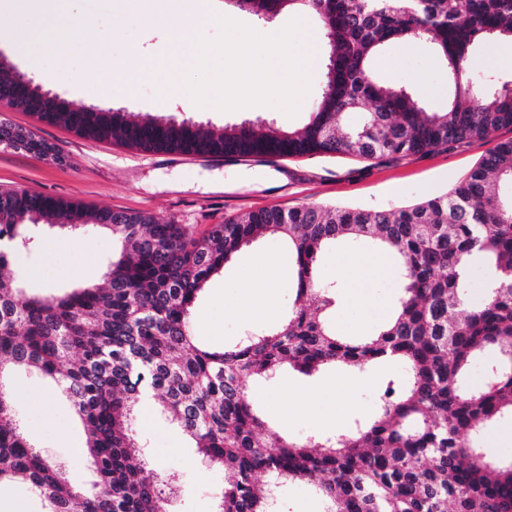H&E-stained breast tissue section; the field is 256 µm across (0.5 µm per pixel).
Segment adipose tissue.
I'll return each instance as SVG.
<instances>
[{
  "label": "adipose tissue",
  "mask_w": 512,
  "mask_h": 512,
  "mask_svg": "<svg viewBox=\"0 0 512 512\" xmlns=\"http://www.w3.org/2000/svg\"><path fill=\"white\" fill-rule=\"evenodd\" d=\"M80 0H0V43L15 47L36 42L49 48L58 61H65L67 46L62 35L67 31H85L83 43L87 60L86 75L78 76V84H91L94 95L102 101L112 95V85L120 71L108 55V42L96 32L97 22L79 5Z\"/></svg>",
  "instance_id": "obj_1"
}]
</instances>
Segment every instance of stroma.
<instances>
[{
	"label": "stroma",
	"mask_w": 512,
	"mask_h": 512,
	"mask_svg": "<svg viewBox=\"0 0 512 512\" xmlns=\"http://www.w3.org/2000/svg\"><path fill=\"white\" fill-rule=\"evenodd\" d=\"M87 12L97 18L100 30L110 37L112 59L122 75L112 86L110 107L132 116L153 115L190 118L202 126H223L244 120H264L285 129L302 128L308 121L311 99L322 90L325 58L311 64L309 102L295 117L271 107H250L233 112H211L183 101L182 95L158 98L151 76L136 56L152 59L175 55L188 62L189 46H177L165 32L156 30L142 17L120 14L114 0H82ZM71 51L66 64L40 47L26 54L0 45L15 72L27 75L43 90L70 104L83 107L95 100L77 92L73 79L84 68L81 45L85 33L66 35ZM475 73L483 78L512 75V45L495 39L478 47ZM377 80L407 87L413 101L429 110L448 107L453 86L447 68L431 51L404 44L389 45L377 58ZM8 120L18 128L36 130L61 150L63 161H55L22 150L0 148V190H22L32 194L76 200L86 208H109L143 213L160 222L180 224L197 234L225 218L280 207L291 209L308 204L357 206L389 210L410 206L451 190L465 179L497 144L512 140V127H501L486 137L424 154L399 158L363 160L347 154L271 158L200 157L181 154H145L113 141L76 135L61 125L39 122L28 112H11ZM38 244L15 260L8 274L26 280L33 288L56 292L103 280L115 253L112 235L87 225L71 232L37 229ZM264 252L278 266L271 284L279 318H286L295 300L291 277V255L275 236L245 248L206 286L194 311V331L207 346L220 348L265 329L269 321L261 314L240 307L244 280L254 278L251 263ZM393 258L378 254L369 242H337L319 260V279L345 308L323 311L337 334L353 340L374 336L384 322L383 312L393 309L400 295V279L392 273ZM293 387L289 403L317 389L325 400L318 412L300 413L281 433L289 439L328 437L357 420L374 416L378 400L387 386H403L407 371L395 361L358 370L336 366L311 376L290 372ZM14 386L16 419L26 437L42 453L60 464L86 491H93L96 473L80 449L85 435L71 405L49 393V385L34 373H19ZM141 453L151 470L178 472L182 487L169 506L170 512H215L217 495L224 487V470L203 464L186 437L153 405L145 404L135 419ZM274 512H325L326 503L311 485L299 480L274 484Z\"/></svg>",
	"instance_id": "35a3bbf8"
}]
</instances>
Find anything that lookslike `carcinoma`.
<instances>
[{"label": "carcinoma", "mask_w": 512, "mask_h": 512, "mask_svg": "<svg viewBox=\"0 0 512 512\" xmlns=\"http://www.w3.org/2000/svg\"><path fill=\"white\" fill-rule=\"evenodd\" d=\"M317 17L326 38L321 95L300 131L264 121L203 130L186 120L130 118L110 108L59 105L37 119L79 136H102L144 153L403 157L482 138L512 126V80L473 77L486 38L512 42V0H237L260 20L284 9ZM433 50L453 81L445 112L417 106L404 87L371 76L392 42ZM0 68V96L23 90ZM367 109L362 121L343 124ZM0 147L62 158L47 142L0 122ZM512 141L499 144L451 191L412 207L367 211L319 204L271 207L188 235L181 224L75 201L0 190V488L24 479L44 512H168L176 472L147 474L133 427L145 395L191 440L201 461L224 468L218 512H268L259 476L316 485L326 512H512V461L494 458L489 426L512 418ZM95 224L118 252L105 285L42 295L4 270L36 244L30 226ZM266 235L294 255L297 299L288 318L215 350L193 334L194 307L208 281L244 247ZM398 260L401 295L380 332L356 342L336 335L319 311L332 304L316 276L321 253L364 239ZM481 257L498 275L481 302L467 274ZM503 355L491 378L466 390L476 358ZM396 359L409 372L387 387L376 415L326 438L285 441L271 431L243 381L289 367L312 374L329 365L367 368ZM17 370L50 380L74 407L97 476L87 494L44 456L14 419L9 386ZM453 509H448V506Z\"/></svg>", "instance_id": "carcinoma-1"}]
</instances>
